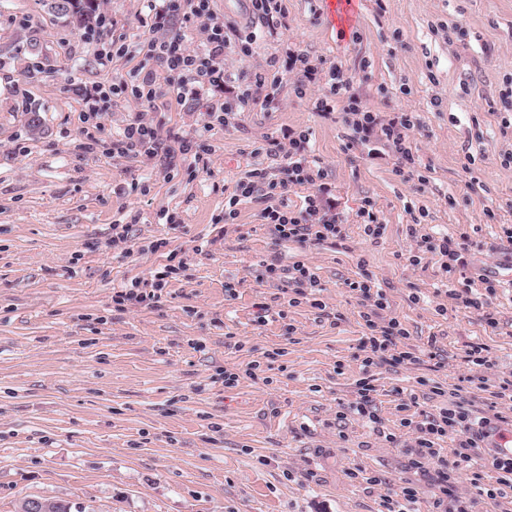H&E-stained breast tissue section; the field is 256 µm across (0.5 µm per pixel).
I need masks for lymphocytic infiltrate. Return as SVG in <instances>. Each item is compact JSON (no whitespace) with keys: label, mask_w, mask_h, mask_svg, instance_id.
I'll use <instances>...</instances> for the list:
<instances>
[{"label":"lymphocytic infiltrate","mask_w":512,"mask_h":512,"mask_svg":"<svg viewBox=\"0 0 512 512\" xmlns=\"http://www.w3.org/2000/svg\"><path fill=\"white\" fill-rule=\"evenodd\" d=\"M164 11L157 13L156 27H164L168 16L189 6L190 13L203 24L206 34L203 47L193 48L184 43L182 38L153 39L146 44V53L162 62L167 70L177 74L179 82L176 86L178 98L197 95L200 88L209 86L223 88L227 79L224 70V24L210 8L211 0H165ZM302 54L293 52L288 55L285 69L294 71L302 67L301 79L310 84H323L324 91L315 102L319 112H345L354 118L357 132L364 138L375 139L388 147L395 162L398 175H405L415 166V158L406 145L407 137L414 127L411 115L397 113L388 120H380L377 113L362 110L360 98L351 77L347 76L341 66L333 65L327 71L302 66ZM305 138H293L289 141V149L285 156L284 170L286 179H269L265 170L254 169L250 175L237 185V195L241 198L264 197L271 200L278 193L284 192L289 186L310 185L315 181L314 171L305 153ZM261 216L273 235L281 241L293 243L321 244L333 241L341 236V219L335 211L333 203L322 193L315 192L305 198L304 210L295 212L271 205L266 206ZM351 290L357 291L366 300L367 306L363 318L369 327L379 328V335L369 337L368 344L372 352L366 358V365H373L375 353L391 351V360L396 364L416 363L414 352L397 349L398 340L406 337L407 331L394 318H385L387 307L383 293L373 291L370 281H354ZM490 424L488 418L476 416L466 408L462 401L452 400L440 408L437 416L422 427L416 441L417 449L414 464L416 467L433 465L435 481L443 499L457 502V512H467L465 506L459 505L457 479L451 475L444 464L440 450L436 446L437 439L454 433L459 435L460 442L456 454L463 466L471 468L473 487H480L484 470L497 474L498 484L512 488V459L496 456L479 457L474 453L479 441L485 438V429Z\"/></svg>","instance_id":"lymphocytic-infiltrate-1"}]
</instances>
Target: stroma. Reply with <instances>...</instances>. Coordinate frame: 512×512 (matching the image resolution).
Returning a JSON list of instances; mask_svg holds the SVG:
<instances>
[{
  "label": "stroma",
  "mask_w": 512,
  "mask_h": 512,
  "mask_svg": "<svg viewBox=\"0 0 512 512\" xmlns=\"http://www.w3.org/2000/svg\"><path fill=\"white\" fill-rule=\"evenodd\" d=\"M99 5L106 21L88 33L43 0H0V512L32 495L100 512H387L410 483L411 512H441L431 471L412 465L416 424L457 392L512 428V408L491 396L512 380V0H356L345 29L318 0H282L247 57L248 10L215 0L228 80L182 101L144 50L152 0ZM290 50L324 70L341 63L382 118L412 113L413 175L371 155L345 114L314 111L320 86L298 95L296 76L272 105L238 110L256 65ZM135 74L153 78L154 102L113 93ZM217 98L227 123L208 119ZM142 119L155 152H121ZM298 135L342 217L337 243L276 239L260 198L224 221L238 183L255 168L278 173ZM184 138L205 147L203 163L180 152ZM367 204L376 238L358 216ZM462 235L465 267L452 276L420 246ZM298 260L318 288L258 277ZM166 264L175 272L155 298L115 301ZM363 279L419 363L364 365L371 330L350 288ZM475 343L494 362L482 389L468 381ZM368 376L375 426L350 410Z\"/></svg>",
  "instance_id": "stroma-1"
}]
</instances>
